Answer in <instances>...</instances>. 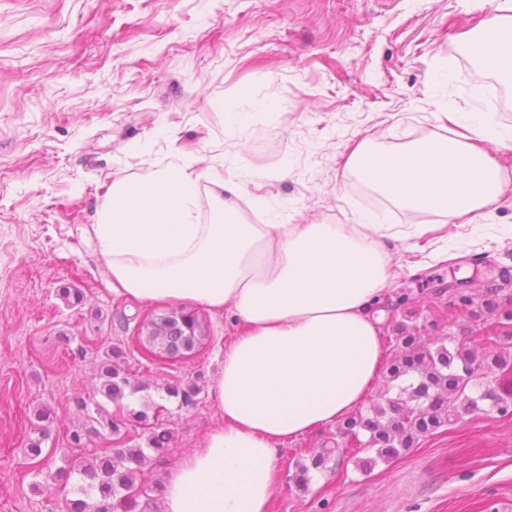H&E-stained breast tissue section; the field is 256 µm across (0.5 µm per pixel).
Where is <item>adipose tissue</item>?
Masks as SVG:
<instances>
[{
	"label": "adipose tissue",
	"mask_w": 512,
	"mask_h": 512,
	"mask_svg": "<svg viewBox=\"0 0 512 512\" xmlns=\"http://www.w3.org/2000/svg\"><path fill=\"white\" fill-rule=\"evenodd\" d=\"M487 2L457 46L511 90L512 15ZM434 120L393 148L366 135L349 146L342 175L397 209L481 223L512 188L487 145L507 150L512 140L486 113L473 121L448 109ZM204 182L220 223L199 221ZM238 197L203 157L181 154L116 179L92 226L114 293L227 309L243 326L210 385L224 422L166 473L162 512H268L282 446L363 405L385 367L381 314L394 272L380 218L248 224Z\"/></svg>",
	"instance_id": "obj_1"
}]
</instances>
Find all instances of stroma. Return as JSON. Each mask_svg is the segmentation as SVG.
<instances>
[{"instance_id":"35a3bbf8","label":"stroma","mask_w":512,"mask_h":512,"mask_svg":"<svg viewBox=\"0 0 512 512\" xmlns=\"http://www.w3.org/2000/svg\"><path fill=\"white\" fill-rule=\"evenodd\" d=\"M486 11L484 0H0V512H49L61 493L53 472L112 447L104 427L85 448L66 440L83 420L75 400L101 401L98 369L112 346L165 406L173 434L167 457L143 467L140 512H162L152 486L222 422L208 387L239 323L203 310L209 339L198 352L148 358L139 323L169 305L112 293L91 233L114 180L168 164L178 148L239 184L246 220L255 196L264 215L300 224H354L381 207L400 267L390 318L401 319L408 291L422 335L494 348L497 317L437 291L453 275L474 294L495 284L501 302L512 299V190L483 226L452 225L437 262L402 236L437 216L371 202L369 188L337 177L351 141L372 134L389 145L445 108L479 111L483 83L464 70L455 37ZM229 112L246 125H227ZM66 287L82 301L65 300ZM190 379L200 402L182 408L165 389ZM43 406L49 438L34 461L25 448ZM335 435L329 427L282 448L270 512H489V496L512 501V414L464 416L368 470L346 443L330 471L297 489L295 461Z\"/></svg>"}]
</instances>
